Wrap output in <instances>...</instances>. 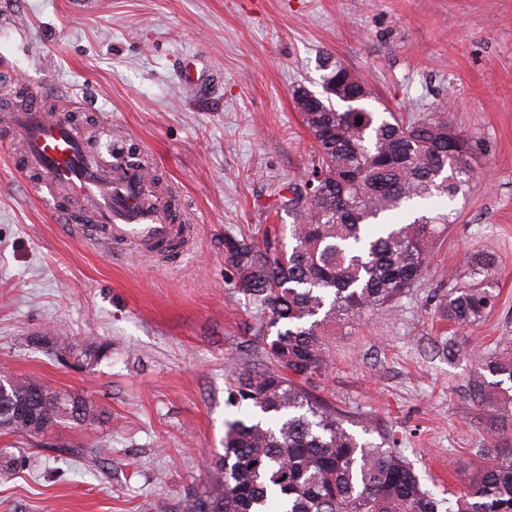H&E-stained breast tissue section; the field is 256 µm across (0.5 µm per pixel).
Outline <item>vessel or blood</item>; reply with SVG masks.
<instances>
[{
  "label": "vessel or blood",
  "mask_w": 512,
  "mask_h": 512,
  "mask_svg": "<svg viewBox=\"0 0 512 512\" xmlns=\"http://www.w3.org/2000/svg\"><path fill=\"white\" fill-rule=\"evenodd\" d=\"M8 125L23 137L26 167L38 173L41 188L66 190L77 201L73 228L103 252L132 246L150 259L187 239L184 225L169 223L163 201L147 197L140 169H115L38 110L11 113Z\"/></svg>",
  "instance_id": "vessel-or-blood-1"
}]
</instances>
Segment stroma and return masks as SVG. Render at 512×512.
<instances>
[{"instance_id":"stroma-1","label":"stroma","mask_w":512,"mask_h":512,"mask_svg":"<svg viewBox=\"0 0 512 512\" xmlns=\"http://www.w3.org/2000/svg\"><path fill=\"white\" fill-rule=\"evenodd\" d=\"M198 60L207 87L177 74ZM360 75L377 109L447 108L478 149L446 207L429 273L353 327L331 326L337 407L393 433L422 483L461 491L475 449L512 448V415L466 392L478 357L512 336V0H0V116L12 103L72 115L88 142L176 188L189 249L156 260L104 253L70 231L69 201L45 206L21 141L0 135V366L104 406L96 429L58 427L31 445L0 433L18 465L0 512H157L209 483L232 370L264 357L259 315L234 288L224 239L288 241L279 192L313 151L294 91L321 90V61ZM40 96H33V89ZM487 255L490 273L476 274ZM491 283L495 310L473 326L439 315L454 284ZM104 345L93 368L56 359L57 335ZM464 339V353L439 347ZM108 444V459L62 445Z\"/></svg>"}]
</instances>
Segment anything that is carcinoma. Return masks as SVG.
Wrapping results in <instances>:
<instances>
[{
    "label": "carcinoma",
    "instance_id": "cac0c4a2",
    "mask_svg": "<svg viewBox=\"0 0 512 512\" xmlns=\"http://www.w3.org/2000/svg\"><path fill=\"white\" fill-rule=\"evenodd\" d=\"M321 68L324 84L367 89L329 57ZM311 105L302 121L316 162L284 202L293 218L291 248L281 251L267 237L260 244L225 238L235 288L260 313L270 365L232 371L231 397L253 414L225 423L223 453L210 461L214 479L189 494L183 512H512V448L478 449L483 461L469 465L466 489L446 502L424 488L394 435L317 394L332 364L324 325L354 322L402 297L419 282L430 243L448 227L444 212L400 224L384 222V213L453 199L469 180L472 139L436 113L405 120L366 106L344 112L325 89ZM496 299L492 287L460 285L448 291L442 315L455 325L477 324ZM56 352L91 368L106 349L59 336ZM507 381L512 355L491 354L469 379L468 396L504 409L512 395L493 400L491 388ZM3 418L10 432L31 438L67 424L101 425L111 414L38 377L1 373Z\"/></svg>",
    "mask_w": 512,
    "mask_h": 512
}]
</instances>
